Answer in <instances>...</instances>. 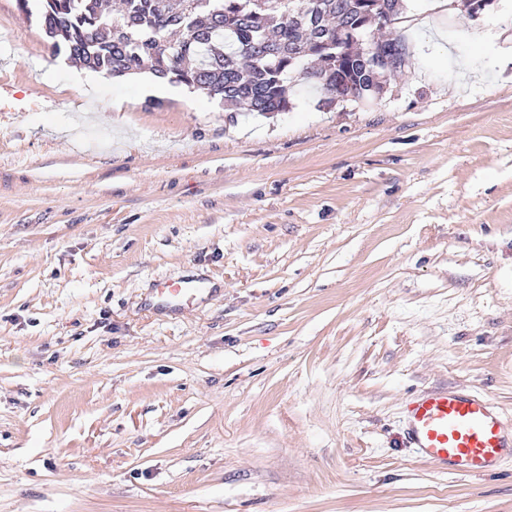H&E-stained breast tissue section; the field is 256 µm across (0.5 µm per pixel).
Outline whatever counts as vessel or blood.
Returning a JSON list of instances; mask_svg holds the SVG:
<instances>
[{
	"mask_svg": "<svg viewBox=\"0 0 512 512\" xmlns=\"http://www.w3.org/2000/svg\"><path fill=\"white\" fill-rule=\"evenodd\" d=\"M203 288L202 282L184 278L157 293L166 305L179 307ZM405 422L417 454L453 473H489L512 451V438L491 401L465 390H434L412 400Z\"/></svg>",
	"mask_w": 512,
	"mask_h": 512,
	"instance_id": "obj_1",
	"label": "vessel or blood"
}]
</instances>
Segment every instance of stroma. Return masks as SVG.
Returning <instances> with one entry per match:
<instances>
[{
    "label": "stroma",
    "mask_w": 512,
    "mask_h": 512,
    "mask_svg": "<svg viewBox=\"0 0 512 512\" xmlns=\"http://www.w3.org/2000/svg\"><path fill=\"white\" fill-rule=\"evenodd\" d=\"M383 33L367 103L152 108L0 0V512H512L404 438L443 385L512 423V0ZM202 282L184 278L172 284H164L157 289V294L163 303L168 306L182 307L183 301L195 297L204 289Z\"/></svg>",
    "instance_id": "stroma-1"
}]
</instances>
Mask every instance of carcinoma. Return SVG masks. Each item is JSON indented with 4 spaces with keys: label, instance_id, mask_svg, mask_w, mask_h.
<instances>
[{
    "label": "carcinoma",
    "instance_id": "carcinoma-1",
    "mask_svg": "<svg viewBox=\"0 0 512 512\" xmlns=\"http://www.w3.org/2000/svg\"><path fill=\"white\" fill-rule=\"evenodd\" d=\"M38 22L56 53L94 72L123 77L145 62L169 83L184 85L235 112H287L288 75L336 104L338 78L358 99L362 71L353 51L336 56L335 31L362 37L371 0H38Z\"/></svg>",
    "mask_w": 512,
    "mask_h": 512
}]
</instances>
